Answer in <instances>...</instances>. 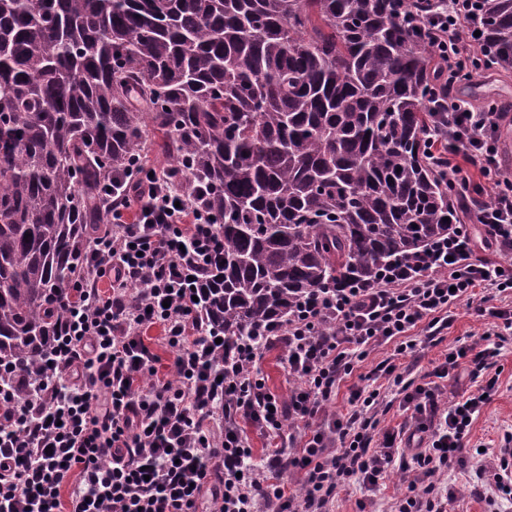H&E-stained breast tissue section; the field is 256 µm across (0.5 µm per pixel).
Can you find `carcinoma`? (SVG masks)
Returning a JSON list of instances; mask_svg holds the SVG:
<instances>
[{"label": "carcinoma", "mask_w": 512, "mask_h": 512, "mask_svg": "<svg viewBox=\"0 0 512 512\" xmlns=\"http://www.w3.org/2000/svg\"><path fill=\"white\" fill-rule=\"evenodd\" d=\"M512 69V0H474ZM425 0H0V366L53 343L55 300L104 212L94 189L166 137L223 241L204 296L228 352L324 288L448 236L463 191L426 161ZM30 238H25V234Z\"/></svg>", "instance_id": "1"}]
</instances>
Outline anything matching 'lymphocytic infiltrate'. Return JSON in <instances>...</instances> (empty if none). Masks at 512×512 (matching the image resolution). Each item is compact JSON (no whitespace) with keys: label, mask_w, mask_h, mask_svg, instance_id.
<instances>
[{"label":"lymphocytic infiltrate","mask_w":512,"mask_h":512,"mask_svg":"<svg viewBox=\"0 0 512 512\" xmlns=\"http://www.w3.org/2000/svg\"><path fill=\"white\" fill-rule=\"evenodd\" d=\"M470 0L432 15L430 29L447 71L441 83L447 119L430 128L432 153L451 184L472 189L474 223L501 255H475L459 224L452 238L419 259L351 288L300 299L266 335L239 339L225 357L205 329L199 296L221 248L218 226L171 185L142 174L124 195L106 192L103 233L86 242L76 278L61 292L58 334L27 394L0 383V512H329L349 485L378 486L392 467L411 471L394 512H446L441 479L464 463L473 421L497 383L490 369L512 338V169L500 163L496 101L474 107L455 86L467 71L490 72L471 51ZM134 221H127L128 209ZM485 322L479 338L450 348L419 383L403 369L423 340L447 330L462 300ZM161 326L173 351L162 374L144 333ZM273 343L284 350L296 384L269 391L256 365ZM393 351L354 387L347 412L329 414L340 382L379 345ZM478 387L455 389L459 370ZM387 380L419 445L407 453L400 432L380 430L387 410L374 380ZM295 421L285 432L287 421ZM287 439L254 467L246 426ZM302 473L297 490L283 480Z\"/></svg>","instance_id":"1"}]
</instances>
